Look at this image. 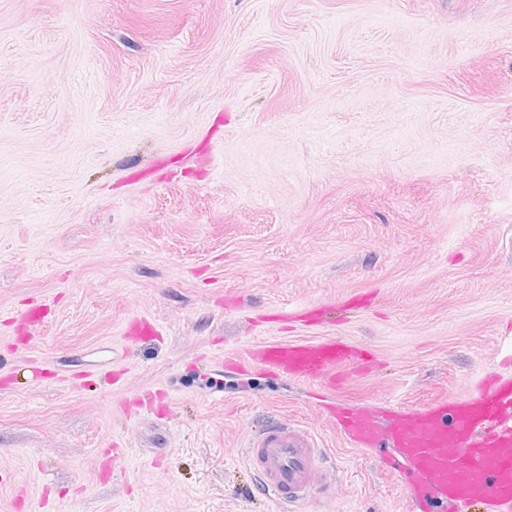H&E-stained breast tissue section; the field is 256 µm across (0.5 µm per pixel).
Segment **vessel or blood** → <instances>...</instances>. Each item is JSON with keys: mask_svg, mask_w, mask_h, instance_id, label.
<instances>
[{"mask_svg": "<svg viewBox=\"0 0 512 512\" xmlns=\"http://www.w3.org/2000/svg\"><path fill=\"white\" fill-rule=\"evenodd\" d=\"M47 311L42 301L15 312L18 334L12 349L23 352L34 345ZM157 333L144 317L134 318L125 330L136 343ZM255 363L265 373L329 389L347 379V367L371 365L355 345L333 337L267 343L248 356L226 360L239 372ZM327 413L352 446L393 448L411 472L409 495L428 494L460 512L473 507L512 512V378H493L422 408L394 407L385 429L367 410L342 413L331 406ZM245 458L264 493L286 504L306 499L322 480L320 448L308 433L282 419L262 425L248 441Z\"/></svg>", "mask_w": 512, "mask_h": 512, "instance_id": "obj_1", "label": "vessel or blood"}]
</instances>
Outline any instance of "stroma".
Wrapping results in <instances>:
<instances>
[{"label": "stroma", "mask_w": 512, "mask_h": 512, "mask_svg": "<svg viewBox=\"0 0 512 512\" xmlns=\"http://www.w3.org/2000/svg\"><path fill=\"white\" fill-rule=\"evenodd\" d=\"M39 300L31 387L8 345ZM135 316L160 334L132 349ZM326 336L373 362L332 395L221 367ZM489 373L512 375V0H0V512H282L243 456L269 418L324 456L290 512H413L325 405ZM147 391L167 417L124 413Z\"/></svg>", "instance_id": "stroma-1"}]
</instances>
